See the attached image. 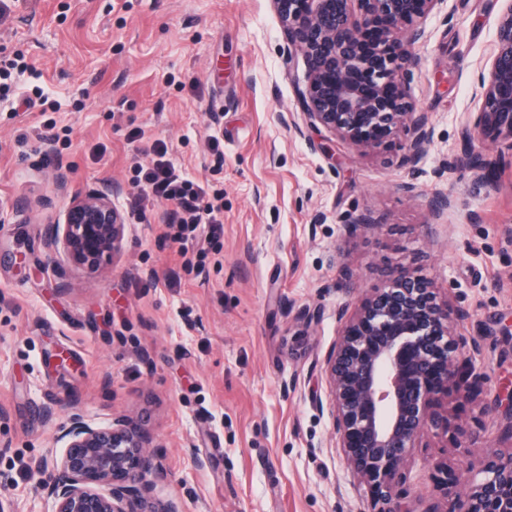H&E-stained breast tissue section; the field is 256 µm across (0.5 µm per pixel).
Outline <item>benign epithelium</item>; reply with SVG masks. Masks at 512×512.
<instances>
[{"instance_id": "1", "label": "benign epithelium", "mask_w": 512, "mask_h": 512, "mask_svg": "<svg viewBox=\"0 0 512 512\" xmlns=\"http://www.w3.org/2000/svg\"><path fill=\"white\" fill-rule=\"evenodd\" d=\"M271 2L288 49L304 62V83L296 85L304 123L361 150L408 124L414 131L408 158H419L431 131L427 113L408 100L419 66L410 48L423 40L424 22L445 0ZM479 85L478 116L465 146L485 137L512 139V0ZM117 195V188L104 186L73 197L63 221L41 230L46 263L62 255L89 273L101 272L124 235ZM338 317L344 326L324 360L338 445L353 478L372 491L375 512H412L400 489L401 464L425 430L439 424L431 413L439 394L474 377L461 357L479 350L480 341L452 332L467 310L439 302L429 281L404 269ZM150 442L138 420L96 421L70 406L41 512H186L176 497L155 500L168 471L147 451ZM482 473L453 512H512V453L491 457Z\"/></svg>"}]
</instances>
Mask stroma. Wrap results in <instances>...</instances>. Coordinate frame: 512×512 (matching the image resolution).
Wrapping results in <instances>:
<instances>
[{
	"label": "stroma",
	"instance_id": "obj_1",
	"mask_svg": "<svg viewBox=\"0 0 512 512\" xmlns=\"http://www.w3.org/2000/svg\"><path fill=\"white\" fill-rule=\"evenodd\" d=\"M505 8L445 0L427 19L408 95L431 135L411 161L408 126L332 155L325 129L295 133L305 68L270 0H13L0 57L23 56L19 85L57 101L64 161L48 160L38 109L0 100V512H40L66 414L38 409L68 403L144 419L170 471L156 494L187 512H372L336 446L323 361L339 308L399 267L465 307L460 330L481 343L468 357L477 384L438 397L442 425L401 465L414 512H452L489 457L512 453V141L479 143L492 171L455 163ZM159 142L185 179L224 197L223 233L188 240L183 257L168 201L131 208ZM103 183L125 217L105 272L60 259L34 275L43 224ZM441 195L450 205L432 213ZM364 215L372 225L347 234ZM58 349L71 369L54 370Z\"/></svg>",
	"mask_w": 512,
	"mask_h": 512
}]
</instances>
